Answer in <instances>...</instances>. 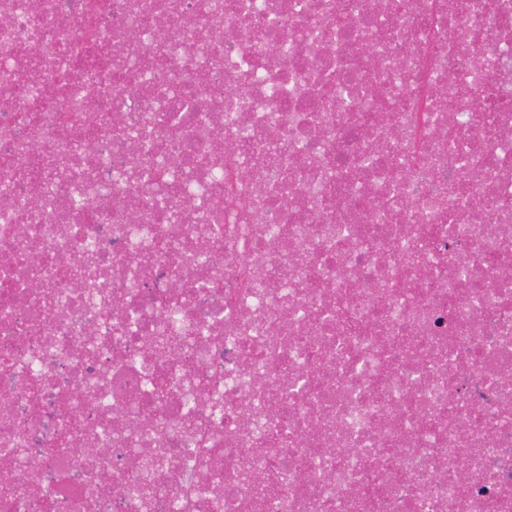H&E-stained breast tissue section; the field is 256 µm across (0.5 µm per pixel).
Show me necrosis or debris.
Masks as SVG:
<instances>
[{"mask_svg": "<svg viewBox=\"0 0 512 512\" xmlns=\"http://www.w3.org/2000/svg\"><path fill=\"white\" fill-rule=\"evenodd\" d=\"M0 512H512V0H0Z\"/></svg>", "mask_w": 512, "mask_h": 512, "instance_id": "4bbe7bcc", "label": "necrosis or debris"}]
</instances>
